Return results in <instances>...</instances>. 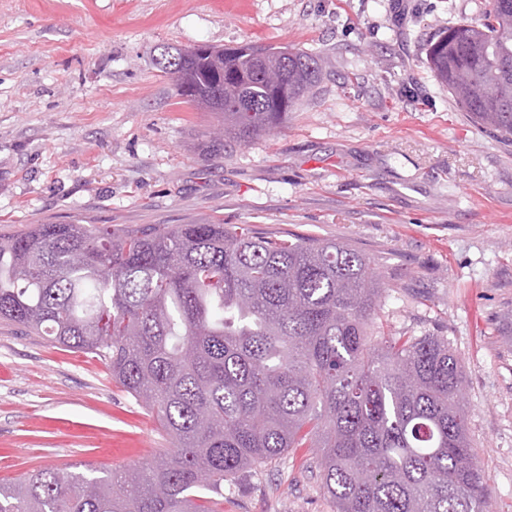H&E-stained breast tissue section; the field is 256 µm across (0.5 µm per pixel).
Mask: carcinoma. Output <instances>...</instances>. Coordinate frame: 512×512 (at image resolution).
I'll use <instances>...</instances> for the list:
<instances>
[{
  "mask_svg": "<svg viewBox=\"0 0 512 512\" xmlns=\"http://www.w3.org/2000/svg\"><path fill=\"white\" fill-rule=\"evenodd\" d=\"M208 49L159 65L180 61L178 93L224 115L215 143L281 127L327 65ZM425 54L474 123L512 142V0H489L480 23L440 31ZM385 292L348 243L245 224L115 235L75 216L0 236V320L98 358L172 441L120 475L86 464L1 482L0 512H219L225 482L289 448L317 449L336 512H490L459 358L442 336L372 342Z\"/></svg>",
  "mask_w": 512,
  "mask_h": 512,
  "instance_id": "obj_1",
  "label": "carcinoma"
}]
</instances>
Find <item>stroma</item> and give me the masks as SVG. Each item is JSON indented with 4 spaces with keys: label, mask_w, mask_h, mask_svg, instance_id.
Instances as JSON below:
<instances>
[{
    "label": "stroma",
    "mask_w": 512,
    "mask_h": 512,
    "mask_svg": "<svg viewBox=\"0 0 512 512\" xmlns=\"http://www.w3.org/2000/svg\"><path fill=\"white\" fill-rule=\"evenodd\" d=\"M482 0H0V235L72 216L120 234L213 220L365 253L386 333L442 336L464 370L492 512H512V144L439 85L425 44ZM327 58L285 125L214 146L219 117L157 65L196 44ZM103 363L0 322V481L169 447ZM292 448L224 512H334Z\"/></svg>",
    "instance_id": "obj_1"
}]
</instances>
